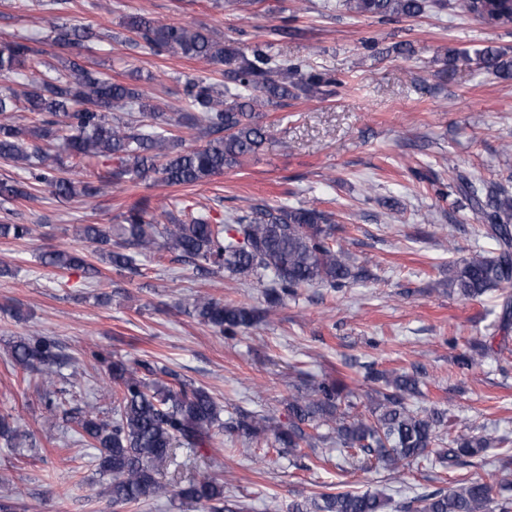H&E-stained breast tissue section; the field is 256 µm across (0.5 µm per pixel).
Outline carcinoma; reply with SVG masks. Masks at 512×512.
<instances>
[{"label":"carcinoma","instance_id":"obj_1","mask_svg":"<svg viewBox=\"0 0 512 512\" xmlns=\"http://www.w3.org/2000/svg\"><path fill=\"white\" fill-rule=\"evenodd\" d=\"M356 16L418 17L428 10L448 9V0H343ZM52 43L67 53L64 65L37 73L41 51L21 35L0 42V159L25 173L24 180L0 183V202L28 199L30 189L48 187L64 198H93L98 188L60 175L53 163L63 148L71 168L88 163L99 169L102 185L161 180L170 186L193 185L224 174L255 154L269 129L259 108L288 99H325L335 93L336 77L303 71L272 53V44L243 51L211 37L208 30L185 24L158 23L145 14L126 18L125 27L143 41L150 54L168 53L222 65L223 81L189 80L185 112L173 118L145 102L143 91L83 67L90 27L67 26L46 19ZM481 68L512 80V58L492 47L475 52ZM24 108L34 115L30 125L13 120ZM198 130L205 141L188 146L174 134L182 126ZM456 191L469 200L495 241L496 252L474 254L448 266V291L476 300L495 289L512 288V192L482 179L461 177ZM136 204L119 214L117 224H82L77 234L93 246L92 254L126 278L141 275L139 258L170 252L198 269L233 279H255L264 286L261 308L226 304L206 294L191 298L199 322L224 336H235L270 319L299 288H341L362 278L340 245L330 214L300 202L296 205H251L231 224H217L209 213L195 210L182 219ZM32 224H0V238L34 237ZM42 263L59 270H80L94 278L98 270L89 256L62 249L41 254ZM12 356L36 368L52 415L68 414L53 400L57 367L64 362L56 342L45 336L23 338ZM112 394V419L87 414L77 421L86 445L97 450L100 473L111 477L106 493L116 505H138L175 496L199 504L206 512H233L224 499L220 473L163 483L159 474L176 462L180 448H205L224 430V407L211 392L188 383L165 366L120 356L102 358ZM365 379L373 384L368 415L358 411L352 392L340 379L298 388L288 397V422L262 412H241L230 428L246 441L274 440L301 458L324 460L323 446L338 447L342 462L364 471L399 473L415 462L430 460L453 467L464 457L480 455L494 438L464 432L434 447L446 413L412 403L424 397L419 377L373 368ZM507 478L463 480L444 491L424 492L396 506L397 512H512V496L501 493ZM391 499L363 492L324 493L297 502L293 512H385Z\"/></svg>","mask_w":512,"mask_h":512}]
</instances>
